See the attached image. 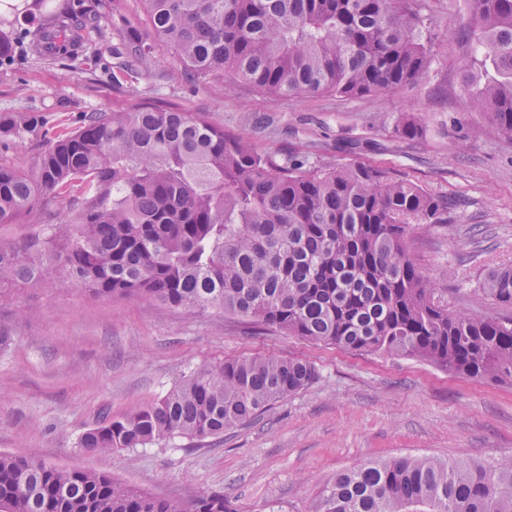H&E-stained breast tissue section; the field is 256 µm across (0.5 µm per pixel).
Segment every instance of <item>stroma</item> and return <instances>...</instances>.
<instances>
[{"mask_svg":"<svg viewBox=\"0 0 512 512\" xmlns=\"http://www.w3.org/2000/svg\"><path fill=\"white\" fill-rule=\"evenodd\" d=\"M466 0H428L439 38L427 81L361 99L330 93L270 99L221 72L198 78L157 47L147 76L113 87L118 35L108 16L89 32V61L0 62V120L34 113L76 127L83 112L131 99L205 112L267 154L325 164L382 165L448 202V221L413 233L410 251L449 306L505 313L483 292L512 264V142L465 111L458 61L473 41L458 27ZM413 116L423 136L400 140ZM0 453L105 472L150 495L189 503L224 495L234 512H305L336 475L381 457L485 460L512 456V385L465 379L429 363L348 351L296 336L250 335L237 317L147 298L103 299L57 278L0 298ZM300 359L317 379L253 421L201 441L176 437L92 454L82 435L165 396L196 368L242 357Z\"/></svg>","mask_w":512,"mask_h":512,"instance_id":"1","label":"stroma"}]
</instances>
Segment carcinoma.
<instances>
[{"instance_id":"carcinoma-1","label":"carcinoma","mask_w":512,"mask_h":512,"mask_svg":"<svg viewBox=\"0 0 512 512\" xmlns=\"http://www.w3.org/2000/svg\"><path fill=\"white\" fill-rule=\"evenodd\" d=\"M160 42L206 76L232 70L273 99L326 92L363 98L424 82L435 34L425 0H143ZM469 28L483 71L465 88L512 142V0H470ZM119 0L52 6L24 31L29 54H86L87 15ZM154 45L125 37L112 48V85L148 74ZM30 115L0 124V146L38 135ZM398 137L423 134L412 117ZM63 220L35 241L0 239V286L38 287L65 276L97 297H148L171 308H217L255 332L432 363L473 380L512 384V318L452 309L411 258L412 230L448 223V202L388 167L280 160L224 131L204 112L130 101L87 112L56 131L25 166L0 164V225ZM512 308V266L484 282ZM317 377L301 360L230 359L194 370L160 400L86 432L90 452L202 440L250 422ZM0 512H233L224 496L189 505L91 470L0 453ZM307 512H512V458L489 462L394 457L337 474Z\"/></svg>"}]
</instances>
